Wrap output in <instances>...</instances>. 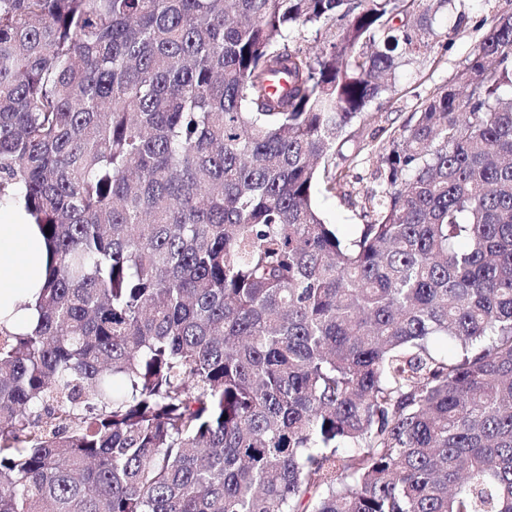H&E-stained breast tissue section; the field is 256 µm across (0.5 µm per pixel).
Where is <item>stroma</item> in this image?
<instances>
[{"instance_id":"1","label":"stroma","mask_w":512,"mask_h":512,"mask_svg":"<svg viewBox=\"0 0 512 512\" xmlns=\"http://www.w3.org/2000/svg\"><path fill=\"white\" fill-rule=\"evenodd\" d=\"M460 10L469 17L464 28L455 24ZM502 14H512V0H459L456 12L442 16V36L423 64L398 68L395 88L373 103L367 116L353 124L342 148L343 155L335 160L344 176L343 193L321 194L316 198L327 223L338 225L346 235L363 223V206L378 187L380 158L393 136L402 131L423 101L453 83L475 41Z\"/></svg>"}]
</instances>
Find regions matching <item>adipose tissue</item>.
Here are the masks:
<instances>
[{"mask_svg": "<svg viewBox=\"0 0 512 512\" xmlns=\"http://www.w3.org/2000/svg\"><path fill=\"white\" fill-rule=\"evenodd\" d=\"M48 267V252L37 225L20 206H0V321L12 331L32 330L35 309H17L21 300L35 301Z\"/></svg>", "mask_w": 512, "mask_h": 512, "instance_id": "obj_1", "label": "adipose tissue"}]
</instances>
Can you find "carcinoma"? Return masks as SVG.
<instances>
[{"instance_id": "cac0c4a2", "label": "carcinoma", "mask_w": 512, "mask_h": 512, "mask_svg": "<svg viewBox=\"0 0 512 512\" xmlns=\"http://www.w3.org/2000/svg\"><path fill=\"white\" fill-rule=\"evenodd\" d=\"M454 2L0 0V512H512V15L314 202ZM47 247L36 224L20 206H0V321L13 332L32 330L38 319L31 307L15 311L20 300L34 302L42 288L47 267Z\"/></svg>"}]
</instances>
